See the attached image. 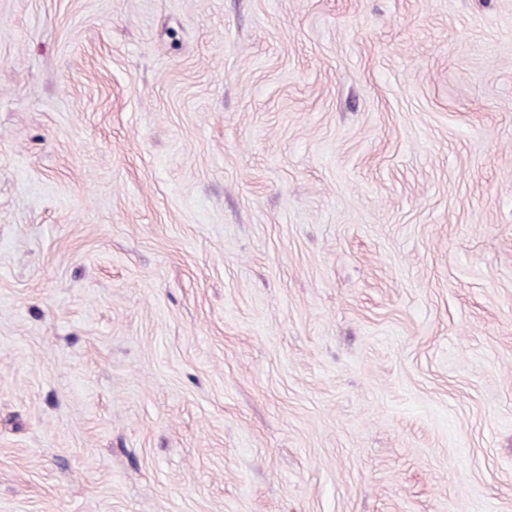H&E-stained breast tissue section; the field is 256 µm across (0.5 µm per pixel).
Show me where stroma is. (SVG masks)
Listing matches in <instances>:
<instances>
[{
  "label": "stroma",
  "mask_w": 512,
  "mask_h": 512,
  "mask_svg": "<svg viewBox=\"0 0 512 512\" xmlns=\"http://www.w3.org/2000/svg\"><path fill=\"white\" fill-rule=\"evenodd\" d=\"M0 512H512V0H0Z\"/></svg>",
  "instance_id": "1"
}]
</instances>
